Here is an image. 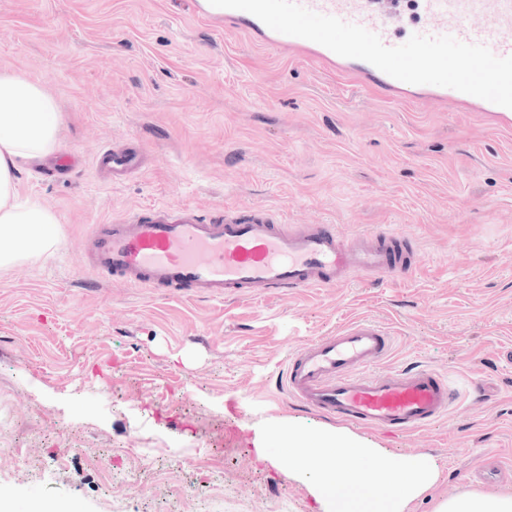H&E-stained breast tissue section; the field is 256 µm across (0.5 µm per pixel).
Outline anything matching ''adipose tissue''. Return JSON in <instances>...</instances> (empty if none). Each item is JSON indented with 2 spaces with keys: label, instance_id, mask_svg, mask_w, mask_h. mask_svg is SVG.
<instances>
[{
  "label": "adipose tissue",
  "instance_id": "ef3b65f1",
  "mask_svg": "<svg viewBox=\"0 0 512 512\" xmlns=\"http://www.w3.org/2000/svg\"><path fill=\"white\" fill-rule=\"evenodd\" d=\"M63 114L43 83L0 73V269L43 258L56 247L57 214L39 197L21 195V162L53 155ZM435 512H512V494L465 492L440 498Z\"/></svg>",
  "mask_w": 512,
  "mask_h": 512
}]
</instances>
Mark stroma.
I'll return each mask as SVG.
<instances>
[{
  "label": "stroma",
  "mask_w": 512,
  "mask_h": 512,
  "mask_svg": "<svg viewBox=\"0 0 512 512\" xmlns=\"http://www.w3.org/2000/svg\"><path fill=\"white\" fill-rule=\"evenodd\" d=\"M64 109L55 155L21 193L59 218L50 256L0 271V492L72 512H321L255 447L293 420L397 458L427 456L443 492L512 493V131L490 113L356 94L307 58L198 15L193 0H0V72ZM138 155L113 178L104 150ZM202 219L270 209L344 239L395 229L413 267L334 288L193 298L88 266L90 230L140 208ZM355 319L392 335L390 365L435 369L451 411L388 436L340 424L286 390L299 345Z\"/></svg>",
  "instance_id": "35a3bbf8"
}]
</instances>
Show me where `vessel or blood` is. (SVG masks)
I'll return each mask as SVG.
<instances>
[{"label":"vessel or blood","instance_id":"b4317fda","mask_svg":"<svg viewBox=\"0 0 512 512\" xmlns=\"http://www.w3.org/2000/svg\"><path fill=\"white\" fill-rule=\"evenodd\" d=\"M305 8L378 34L389 47L411 35H450L512 56V0H416L404 16L402 0H298ZM206 19L225 30H246L265 45L290 50L339 70L366 91L398 103L453 101L495 113L512 126V109L435 85L390 77L372 64L339 56L300 37L273 31L254 15L222 8ZM404 234L368 232L344 241L331 224L289 228L267 210L204 222L186 207L171 218L166 207L116 224L93 228L91 260L100 272L135 288H182L212 299L283 289L330 288L356 273L395 276L411 267ZM392 336L381 325L352 321L336 335L297 348L286 371L288 394L307 408L383 434H408L450 412L455 395L432 369L384 368Z\"/></svg>","mask_w":512,"mask_h":512}]
</instances>
